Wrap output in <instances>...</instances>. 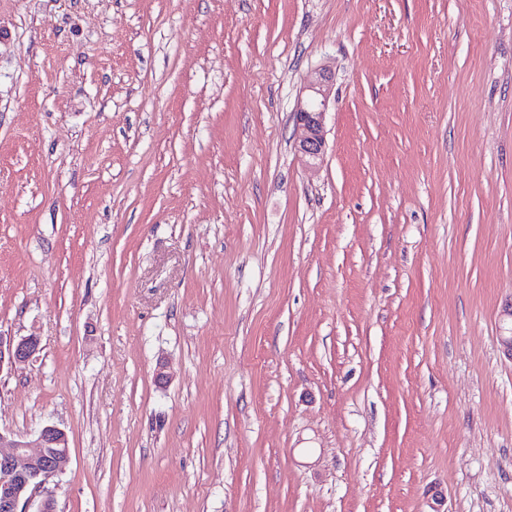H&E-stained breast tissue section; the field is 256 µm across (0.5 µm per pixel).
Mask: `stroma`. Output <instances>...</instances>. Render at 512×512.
Masks as SVG:
<instances>
[{"mask_svg": "<svg viewBox=\"0 0 512 512\" xmlns=\"http://www.w3.org/2000/svg\"><path fill=\"white\" fill-rule=\"evenodd\" d=\"M511 308L512 0H0V431L66 432L57 512H512ZM332 76L325 69L312 73L306 91L308 99L294 112L297 138L295 150L308 167H315L323 157L326 142V114L332 104ZM39 350L37 336H26L15 341L0 334V371L26 364Z\"/></svg>", "mask_w": 512, "mask_h": 512, "instance_id": "obj_1", "label": "stroma"}]
</instances>
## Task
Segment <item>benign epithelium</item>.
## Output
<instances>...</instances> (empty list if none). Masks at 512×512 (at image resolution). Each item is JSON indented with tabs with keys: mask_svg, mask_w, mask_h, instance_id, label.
Wrapping results in <instances>:
<instances>
[{
	"mask_svg": "<svg viewBox=\"0 0 512 512\" xmlns=\"http://www.w3.org/2000/svg\"><path fill=\"white\" fill-rule=\"evenodd\" d=\"M332 76L326 70L312 73L308 99L294 112L297 138L295 150L308 167L317 165L324 154L326 114L332 104ZM39 350V339L19 340L0 335V371L26 364ZM69 460L64 430L47 425L32 441L15 439L0 432V512H56V498L46 488ZM40 499H35L36 493Z\"/></svg>",
	"mask_w": 512,
	"mask_h": 512,
	"instance_id": "obj_1",
	"label": "benign epithelium"
}]
</instances>
